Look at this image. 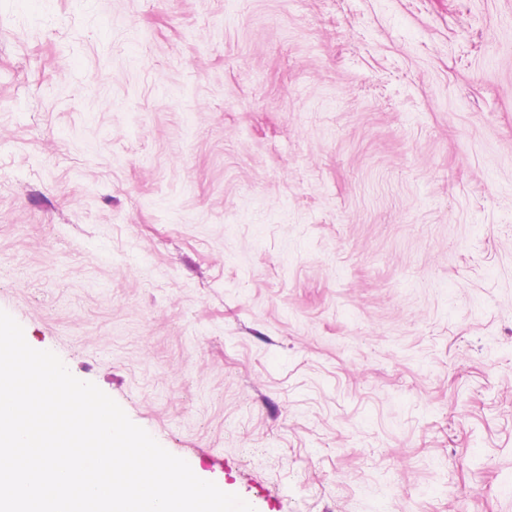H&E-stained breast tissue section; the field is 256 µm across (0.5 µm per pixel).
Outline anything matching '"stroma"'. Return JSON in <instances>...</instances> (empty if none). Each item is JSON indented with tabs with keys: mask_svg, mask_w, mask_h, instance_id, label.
Returning a JSON list of instances; mask_svg holds the SVG:
<instances>
[{
	"mask_svg": "<svg viewBox=\"0 0 512 512\" xmlns=\"http://www.w3.org/2000/svg\"><path fill=\"white\" fill-rule=\"evenodd\" d=\"M0 310L256 512H512V0H0Z\"/></svg>",
	"mask_w": 512,
	"mask_h": 512,
	"instance_id": "obj_1",
	"label": "stroma"
}]
</instances>
